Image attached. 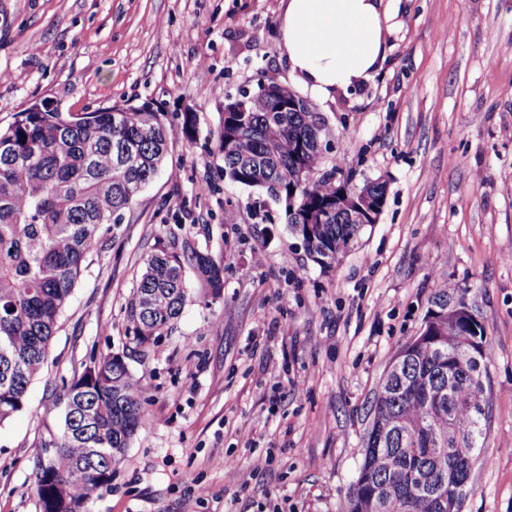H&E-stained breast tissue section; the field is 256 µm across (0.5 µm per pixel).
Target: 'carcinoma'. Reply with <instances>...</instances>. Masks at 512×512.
Here are the masks:
<instances>
[{"mask_svg":"<svg viewBox=\"0 0 512 512\" xmlns=\"http://www.w3.org/2000/svg\"><path fill=\"white\" fill-rule=\"evenodd\" d=\"M279 100L258 91L248 97L246 126L223 146L224 172L254 187L253 208L270 220L250 172L280 187L288 231L303 224L305 249L321 257L346 249L362 230L339 209L333 220L309 224L305 213L336 203L351 190L324 174L322 127L310 111H280ZM176 130L146 106L94 112L16 113L0 128V425L21 412L29 387L42 373L60 317L70 303L87 259L103 243L102 225L130 207L163 164ZM192 267L205 294L224 293V268L188 244L158 242L126 307L129 330L147 346L181 316ZM461 290L437 289L428 306L448 304ZM480 341V364L468 358ZM490 353L484 329L460 324L453 335L433 331L384 375L371 405L364 460L344 512H442L445 480H470L485 447L487 412L476 403ZM442 390L436 404L427 392ZM60 434L36 472L43 512H87L112 469L148 419L140 385L117 353L91 360L65 390Z\"/></svg>","mask_w":512,"mask_h":512,"instance_id":"obj_1","label":"carcinoma"}]
</instances>
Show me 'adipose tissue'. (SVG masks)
<instances>
[{
	"instance_id": "ef3b65f1",
	"label": "adipose tissue",
	"mask_w": 512,
	"mask_h": 512,
	"mask_svg": "<svg viewBox=\"0 0 512 512\" xmlns=\"http://www.w3.org/2000/svg\"><path fill=\"white\" fill-rule=\"evenodd\" d=\"M383 0H288L281 38L291 75L314 99L347 89L386 52Z\"/></svg>"
}]
</instances>
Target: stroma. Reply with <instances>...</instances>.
I'll use <instances>...</instances> for the list:
<instances>
[{
  "label": "stroma",
  "instance_id": "35a3bbf8",
  "mask_svg": "<svg viewBox=\"0 0 512 512\" xmlns=\"http://www.w3.org/2000/svg\"><path fill=\"white\" fill-rule=\"evenodd\" d=\"M385 3L379 68L310 102L326 163L387 188L378 222L324 269L283 207L272 223L254 217L218 150L241 89L304 92L279 35L286 0H0V127L42 102L196 123L123 223L102 226L43 373L0 425V512H41L35 473L61 429L62 387L118 351L149 419L90 512H343L379 383L448 283L468 288L491 349L486 460L464 512H512V0ZM160 241L222 263L224 294L205 296L187 270L181 317L143 348L125 306Z\"/></svg>",
  "mask_w": 512,
  "mask_h": 512
}]
</instances>
